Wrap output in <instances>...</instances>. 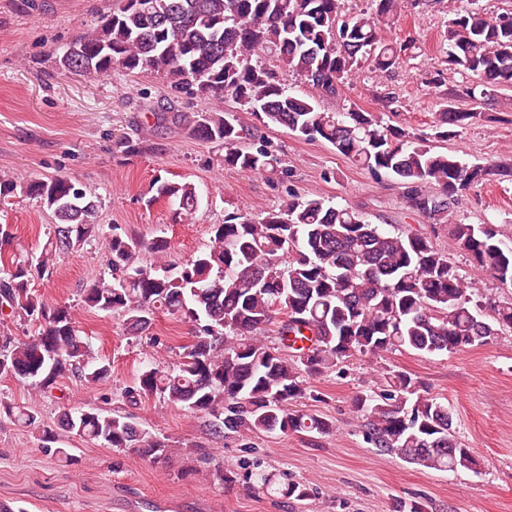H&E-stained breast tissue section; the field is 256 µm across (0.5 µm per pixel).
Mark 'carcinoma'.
Masks as SVG:
<instances>
[{"instance_id": "carcinoma-1", "label": "carcinoma", "mask_w": 512, "mask_h": 512, "mask_svg": "<svg viewBox=\"0 0 512 512\" xmlns=\"http://www.w3.org/2000/svg\"><path fill=\"white\" fill-rule=\"evenodd\" d=\"M149 13L112 0L99 23L58 59L70 73L127 74L150 71L166 78L169 106L160 121L185 127L197 139L224 148V166L274 173L282 160L255 146L256 127L237 113L216 108L186 113L175 99L190 90L208 100L230 97L263 126H283L305 140L324 141L352 163L384 172L407 189L411 209L450 211L471 186L507 176L497 165L467 166L365 111L323 112L315 97H300L277 79L270 60L290 69L324 96L338 94L358 64L371 57L387 71L410 49L385 41L381 28L398 21L399 0H374V12L338 22L341 0H154ZM448 65L475 79L482 90L512 85V13L480 8L458 11L445 32ZM480 116L477 109L440 110L435 137ZM434 184L440 195L418 189ZM152 200L192 216L200 203L194 185L157 176ZM22 192L39 199L59 220L36 264L1 248L13 239L0 224V314L37 328L22 340L0 334V378L22 376L42 394L76 375L89 384L109 366L82 336L71 306L48 304L31 287L32 269L52 273L57 257L77 250L99 232V197L68 176L19 183L0 177V198ZM211 245L179 270L166 262L138 265L142 244L116 233L104 237L110 277L88 288L90 309L123 318L133 334L149 330L154 314L194 323L179 361L150 363L125 388L136 405L160 396L173 405L212 417L215 433L242 441L254 435L330 434L333 422L294 409L309 396L306 378L353 358L371 361L400 349L455 354L486 345L512 329V303L483 313L458 272L453 253L512 288V238L493 224H453L450 251L435 249L414 232H390L359 212L323 198L291 197L253 220L231 213L212 227ZM353 407L365 422L366 439L378 451L421 469L478 472L472 450L456 439L454 413L411 374L382 368L377 391L362 392ZM0 410L33 425L28 406L0 401ZM59 429L106 448L158 458L173 449L130 414L99 408L68 410ZM244 479L255 494L302 501L308 488L254 467L245 475L225 468L227 486Z\"/></svg>"}]
</instances>
